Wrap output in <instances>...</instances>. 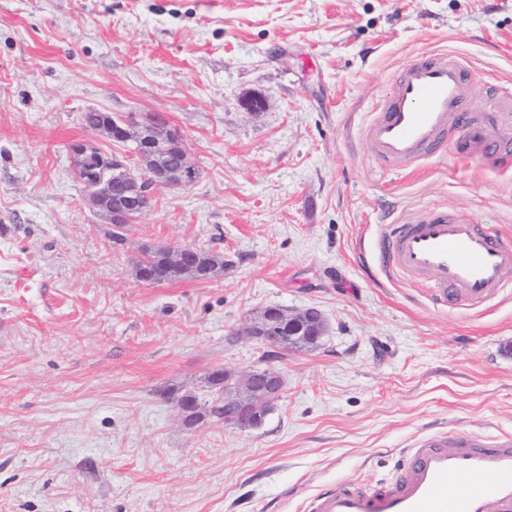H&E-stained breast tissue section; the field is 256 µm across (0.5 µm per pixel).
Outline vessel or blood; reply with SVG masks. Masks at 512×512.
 Here are the masks:
<instances>
[{
  "label": "vessel or blood",
  "instance_id": "obj_1",
  "mask_svg": "<svg viewBox=\"0 0 512 512\" xmlns=\"http://www.w3.org/2000/svg\"><path fill=\"white\" fill-rule=\"evenodd\" d=\"M471 77L457 57L412 61L367 128L371 152L388 165L420 163L440 152L449 125L486 155L512 157V111L488 107L474 119ZM390 270L430 281L438 305L475 307L498 294L512 271V237L463 214L434 209L378 238ZM307 512H512V435L449 443L439 429L409 444L393 480L366 488L340 484L312 497Z\"/></svg>",
  "mask_w": 512,
  "mask_h": 512
}]
</instances>
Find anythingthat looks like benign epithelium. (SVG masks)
I'll list each match as a JSON object with an SVG mask.
<instances>
[{"instance_id": "1", "label": "benign epithelium", "mask_w": 512, "mask_h": 512, "mask_svg": "<svg viewBox=\"0 0 512 512\" xmlns=\"http://www.w3.org/2000/svg\"><path fill=\"white\" fill-rule=\"evenodd\" d=\"M169 140L180 143L181 153L175 161L162 165L157 161L154 148ZM112 141L133 143L130 153L137 165L131 167L115 157L110 167L91 183L81 179V169L84 157L93 152L94 147L78 142L71 146V151L75 157L76 179L87 193L89 202L98 209L103 202H112L115 223H133L146 208L153 185L185 187L198 179V171L189 161L182 135L162 114L146 131L126 122L112 124ZM325 329L324 320L314 316L309 309L291 312L269 306L247 321L240 333L268 348L287 351L315 346ZM224 373V423L241 430L260 427L285 388L282 373L269 362L260 369L245 372L226 369Z\"/></svg>"}]
</instances>
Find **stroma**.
I'll return each mask as SVG.
<instances>
[{"label": "stroma", "instance_id": "stroma-1", "mask_svg": "<svg viewBox=\"0 0 512 512\" xmlns=\"http://www.w3.org/2000/svg\"><path fill=\"white\" fill-rule=\"evenodd\" d=\"M445 53L478 103L512 91V0H0V512H304L435 427L512 434V275L440 309L373 253L430 208L512 235V162L459 128L406 170L367 149L396 75ZM92 109L164 113L199 172L154 188L118 247L74 176L71 144L118 149ZM179 246L223 275L137 278ZM272 305L326 332L277 353L265 422L185 429L162 390L208 401L213 369L260 366L238 330Z\"/></svg>", "mask_w": 512, "mask_h": 512}]
</instances>
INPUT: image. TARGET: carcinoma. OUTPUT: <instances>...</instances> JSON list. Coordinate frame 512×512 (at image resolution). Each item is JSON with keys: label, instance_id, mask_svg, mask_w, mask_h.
<instances>
[{"label": "carcinoma", "instance_id": "carcinoma-1", "mask_svg": "<svg viewBox=\"0 0 512 512\" xmlns=\"http://www.w3.org/2000/svg\"><path fill=\"white\" fill-rule=\"evenodd\" d=\"M155 117L153 112H141L136 116L131 113H108L90 111L82 115L83 124L91 129H100L109 132L110 125L122 120H130L133 123L146 126ZM138 271L142 273L141 280L148 283H160L180 278L207 279L224 271V256L205 250L194 248V258L187 264L176 263L169 257L168 249L160 248L148 253L138 265ZM191 401V413L189 421L194 423L210 415L211 407L199 400L198 397H187Z\"/></svg>", "mask_w": 512, "mask_h": 512}]
</instances>
